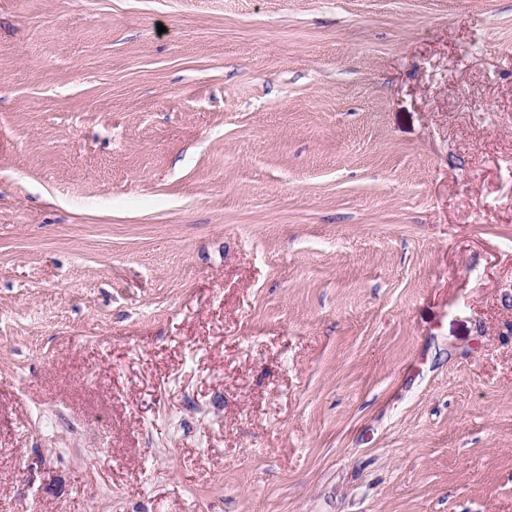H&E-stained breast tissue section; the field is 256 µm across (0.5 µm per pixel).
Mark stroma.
<instances>
[{
    "instance_id": "1",
    "label": "stroma",
    "mask_w": 512,
    "mask_h": 512,
    "mask_svg": "<svg viewBox=\"0 0 512 512\" xmlns=\"http://www.w3.org/2000/svg\"><path fill=\"white\" fill-rule=\"evenodd\" d=\"M0 512H512V0H0Z\"/></svg>"
}]
</instances>
